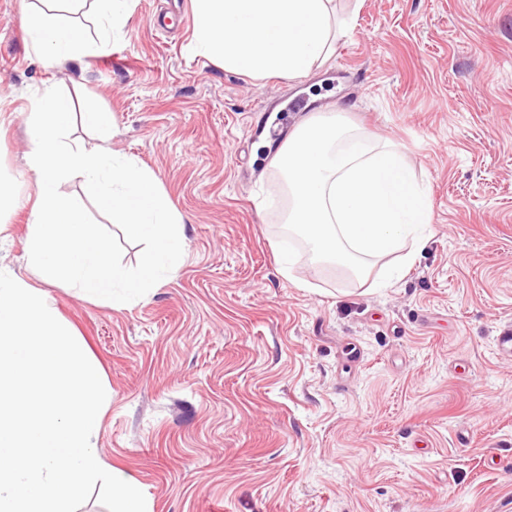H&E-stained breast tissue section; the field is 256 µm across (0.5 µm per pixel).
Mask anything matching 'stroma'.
<instances>
[{
  "label": "stroma",
  "instance_id": "1",
  "mask_svg": "<svg viewBox=\"0 0 512 512\" xmlns=\"http://www.w3.org/2000/svg\"><path fill=\"white\" fill-rule=\"evenodd\" d=\"M132 0L108 52L47 65L22 0H0V268L24 259L35 98L109 110L107 147L150 171L185 219L175 274L124 306L47 283L111 393L98 451L150 512H512V0H334L329 59L288 82L192 49L193 4ZM167 15L168 33L153 22ZM300 98L401 145L432 224L387 288L312 265L278 272L279 173L264 134Z\"/></svg>",
  "mask_w": 512,
  "mask_h": 512
}]
</instances>
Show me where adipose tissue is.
I'll use <instances>...</instances> for the list:
<instances>
[{"instance_id": "ef3b65f1", "label": "adipose tissue", "mask_w": 512, "mask_h": 512, "mask_svg": "<svg viewBox=\"0 0 512 512\" xmlns=\"http://www.w3.org/2000/svg\"><path fill=\"white\" fill-rule=\"evenodd\" d=\"M195 53L248 77L296 80L323 64L349 20L331 23V0H194ZM28 35L46 64L104 54L130 0H30ZM89 11L94 30L75 20Z\"/></svg>"}]
</instances>
